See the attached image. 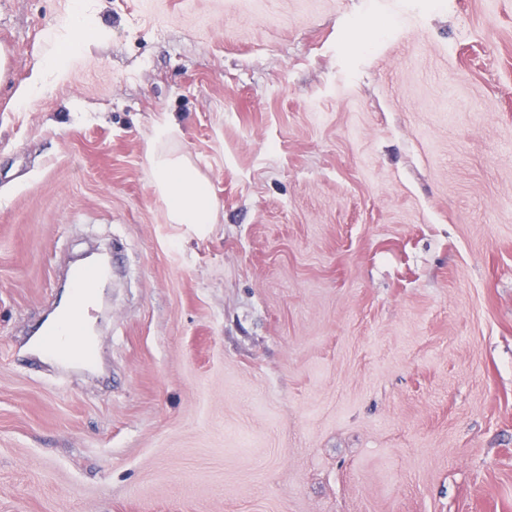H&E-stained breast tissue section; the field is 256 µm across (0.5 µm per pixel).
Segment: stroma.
<instances>
[{"label":"stroma","mask_w":512,"mask_h":512,"mask_svg":"<svg viewBox=\"0 0 512 512\" xmlns=\"http://www.w3.org/2000/svg\"><path fill=\"white\" fill-rule=\"evenodd\" d=\"M0 54V512H512V0H0ZM94 245L97 370L22 362ZM70 30H71L72 36L69 39V41L67 42L64 50L59 51L56 55H54L50 59L49 65L55 66L58 62V59L61 56L70 54L73 47L79 45L89 35L87 26L84 24L83 20L81 19L80 15L78 13L75 14L70 21ZM176 132L172 122L156 128L155 145L148 153L150 184L165 204L167 223H214L215 201L207 180L187 159L164 147Z\"/></svg>","instance_id":"obj_1"}]
</instances>
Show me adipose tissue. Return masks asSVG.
<instances>
[{
    "mask_svg": "<svg viewBox=\"0 0 512 512\" xmlns=\"http://www.w3.org/2000/svg\"><path fill=\"white\" fill-rule=\"evenodd\" d=\"M176 132L170 122L157 127L155 145L148 154L150 184L165 204L167 223H213L215 201L207 180L187 159L165 148Z\"/></svg>",
    "mask_w": 512,
    "mask_h": 512,
    "instance_id": "ef3b65f1",
    "label": "adipose tissue"
}]
</instances>
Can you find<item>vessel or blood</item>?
<instances>
[{
	"mask_svg": "<svg viewBox=\"0 0 512 512\" xmlns=\"http://www.w3.org/2000/svg\"><path fill=\"white\" fill-rule=\"evenodd\" d=\"M104 284L105 273L100 266L76 267L71 274L69 300L41 326L34 348L63 368L92 365L96 350L90 337V312Z\"/></svg>",
	"mask_w": 512,
	"mask_h": 512,
	"instance_id": "b4317fda",
	"label": "vessel or blood"
}]
</instances>
